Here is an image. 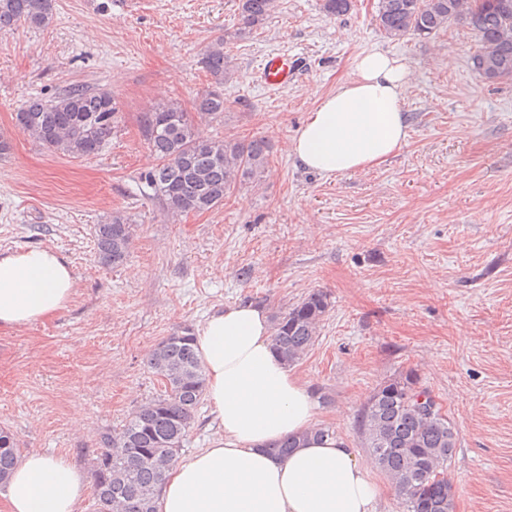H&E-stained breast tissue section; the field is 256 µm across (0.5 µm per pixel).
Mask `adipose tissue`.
<instances>
[{
    "instance_id": "adipose-tissue-1",
    "label": "adipose tissue",
    "mask_w": 512,
    "mask_h": 512,
    "mask_svg": "<svg viewBox=\"0 0 512 512\" xmlns=\"http://www.w3.org/2000/svg\"><path fill=\"white\" fill-rule=\"evenodd\" d=\"M407 76L405 64L384 52L358 56L352 78L321 97L293 136L294 157L336 175L396 154L409 138ZM74 295L72 270L59 252L0 256V328L51 317ZM195 340L216 433L207 448L174 465L157 512H377L380 488L370 466L342 437L315 434V399L276 353L264 309H217ZM289 438L296 448L271 454ZM85 492L84 477L69 460L30 452L0 489V506L76 512Z\"/></svg>"
}]
</instances>
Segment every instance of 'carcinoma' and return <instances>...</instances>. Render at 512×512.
I'll return each instance as SVG.
<instances>
[{"label":"carcinoma","instance_id":"obj_1","mask_svg":"<svg viewBox=\"0 0 512 512\" xmlns=\"http://www.w3.org/2000/svg\"><path fill=\"white\" fill-rule=\"evenodd\" d=\"M248 27L263 24L277 0H238ZM352 0H322L329 16H342ZM53 0H0V34L20 25L48 24ZM375 23L388 38L414 34L431 37L450 23L468 26L477 49L472 69L487 84L512 80V0H378ZM219 38L203 53L202 64L215 88L198 96L193 111L162 102L142 113V132L156 164L141 174L171 217L211 211L236 187L258 183L269 164V145L249 141L204 138L198 123L224 120V94L217 87L231 75V57ZM120 112L108 91L73 84L50 101L32 98L17 111L15 127L47 149L72 158L99 154L118 128ZM132 225L115 214L95 225L98 261L118 266L128 257ZM330 308L324 290L310 292L300 302L272 317L276 350L291 365L313 345ZM147 368L164 386L159 396L131 412L117 430L99 434L92 459L98 512H157L158 493L175 465L203 398L206 378L196 352L194 333L184 327L152 348ZM429 391L417 376L402 374L381 383L359 416V430L375 463L404 499L407 512H455L453 485L444 476L456 447L455 431L439 403L435 409L419 401ZM0 484L18 457L17 443L1 429Z\"/></svg>","mask_w":512,"mask_h":512}]
</instances>
